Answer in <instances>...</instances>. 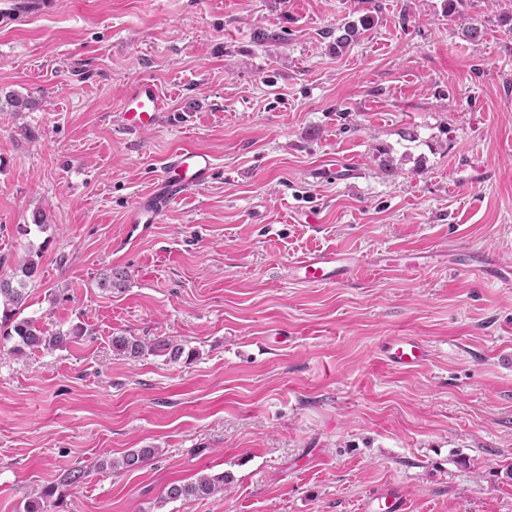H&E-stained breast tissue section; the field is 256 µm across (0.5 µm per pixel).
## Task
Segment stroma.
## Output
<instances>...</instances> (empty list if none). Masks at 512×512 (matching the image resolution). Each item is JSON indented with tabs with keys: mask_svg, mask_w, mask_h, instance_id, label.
Here are the masks:
<instances>
[{
	"mask_svg": "<svg viewBox=\"0 0 512 512\" xmlns=\"http://www.w3.org/2000/svg\"><path fill=\"white\" fill-rule=\"evenodd\" d=\"M53 2L0 29V95L28 102L0 107V268L37 258L26 315L87 334L0 340V512L49 486L47 512H359L392 486L409 512H512V287L457 266H512V0ZM142 77L165 109L129 134ZM184 146L212 177L131 229ZM328 154L359 177H316ZM326 248L359 273L296 282ZM112 269L124 285L99 288ZM116 336L196 355L131 360ZM390 336L425 363L384 364ZM138 448L156 454L118 468ZM219 473L221 494L164 499ZM464 257L463 261L458 263V266L472 271H480L481 268H495V273L500 282L506 285H511L512 268L510 269L508 265L499 263L493 255L485 253H468L465 254ZM495 265H498L499 267H496Z\"/></svg>",
	"mask_w": 512,
	"mask_h": 512,
	"instance_id": "stroma-1",
	"label": "stroma"
}]
</instances>
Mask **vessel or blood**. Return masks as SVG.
<instances>
[{"instance_id":"b4317fda","label":"vessel or blood","mask_w":512,"mask_h":512,"mask_svg":"<svg viewBox=\"0 0 512 512\" xmlns=\"http://www.w3.org/2000/svg\"><path fill=\"white\" fill-rule=\"evenodd\" d=\"M123 116L128 126L141 129L156 123L164 109V102L156 84L142 78L126 90L123 97ZM215 167V160L206 151L183 147L170 153L164 160L152 187L139 195L131 205L128 224L138 226L158 223L172 203L203 185ZM329 178L352 179L358 173L353 160L327 158L320 166ZM464 268L478 271L494 268L503 284L512 283V267L498 264L493 255L466 254ZM359 266L357 257L340 250H318L295 261L291 269L302 283L335 285L352 278ZM382 352L386 363L398 369L419 367L426 359L425 347L415 338L399 337L385 343ZM362 512H407L406 501L397 488H389L371 495Z\"/></svg>"}]
</instances>
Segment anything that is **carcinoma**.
Here are the masks:
<instances>
[{
  "label": "carcinoma",
  "mask_w": 512,
  "mask_h": 512,
  "mask_svg": "<svg viewBox=\"0 0 512 512\" xmlns=\"http://www.w3.org/2000/svg\"><path fill=\"white\" fill-rule=\"evenodd\" d=\"M368 19L362 18L359 23H347L343 27V34L336 38V48L344 49L349 46L358 35V27H366ZM38 272V263L32 259L15 268L8 278L0 277V337L5 340H16L15 350L20 352L25 348L53 350L68 345L77 337L83 335L84 328L75 326L66 331L49 330L39 324L37 320L22 316L28 297V287L34 282ZM112 348L128 359H136L144 352L150 351L159 355H166L177 361L183 356L185 349L169 339L156 338L148 343L144 340L127 336L112 337ZM156 449L139 448L125 454L118 466L131 472L141 468L154 456ZM226 476L222 473L216 475H202L189 483H171L165 491V499L177 501L188 498H205L224 491Z\"/></svg>",
  "instance_id": "1"
}]
</instances>
